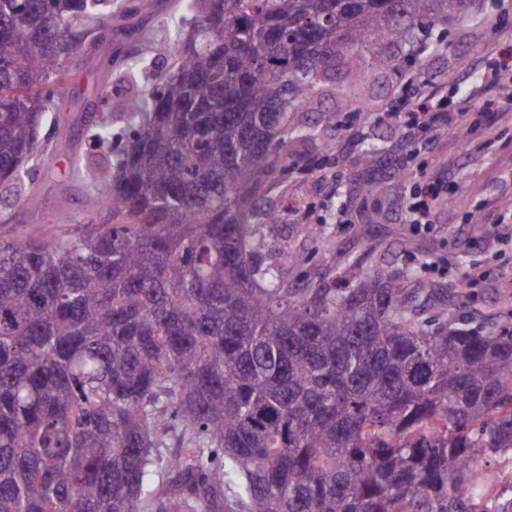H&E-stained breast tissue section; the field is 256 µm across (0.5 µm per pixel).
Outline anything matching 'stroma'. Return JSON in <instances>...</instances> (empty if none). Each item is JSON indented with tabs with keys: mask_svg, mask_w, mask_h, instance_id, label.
<instances>
[{
	"mask_svg": "<svg viewBox=\"0 0 512 512\" xmlns=\"http://www.w3.org/2000/svg\"><path fill=\"white\" fill-rule=\"evenodd\" d=\"M151 2L149 12L109 33L121 51L119 62L136 60L145 39L161 50L158 67L170 62L169 34L182 23L178 0ZM504 11L512 12V0H471L465 14L436 23L418 61L383 77L369 106L354 109L332 97L321 100L315 115L324 119L333 148L310 144L306 159L285 168L283 183L290 197L300 198L301 210L266 231L300 252V263L290 268L298 284L324 275L341 282L349 277L352 260L385 259L408 269L413 287L448 291L449 309L471 327L512 326V308L501 302L512 287V245L497 241L502 226H512V104L488 101L485 92L496 63L491 49L502 41L496 19ZM119 62L109 61L101 47L68 63L66 91L53 102L41 132L46 149L24 178L42 199L47 220L29 223L23 206L14 205L4 217L16 235L43 236L89 209L81 173L90 158V128L102 112L103 89L111 91L113 114L121 112L127 91ZM412 76L454 104H487L499 115L495 133L471 144L458 133L406 146L399 128L383 114L402 99L415 98V87L407 83ZM372 143L380 151L367 164L362 153ZM437 159L453 163L448 180L454 196L438 206L430 227L408 224L404 211L416 173ZM367 182L375 183L373 194L363 192ZM309 224L316 234L306 233ZM476 266L482 276L475 280L470 272Z\"/></svg>",
	"mask_w": 512,
	"mask_h": 512,
	"instance_id": "35a3bbf8",
	"label": "stroma"
}]
</instances>
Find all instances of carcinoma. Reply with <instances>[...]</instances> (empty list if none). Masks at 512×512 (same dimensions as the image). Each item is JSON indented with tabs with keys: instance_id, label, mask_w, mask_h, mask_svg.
Masks as SVG:
<instances>
[{
	"instance_id": "carcinoma-1",
	"label": "carcinoma",
	"mask_w": 512,
	"mask_h": 512,
	"mask_svg": "<svg viewBox=\"0 0 512 512\" xmlns=\"http://www.w3.org/2000/svg\"><path fill=\"white\" fill-rule=\"evenodd\" d=\"M172 67L91 135L94 214L0 233V512H512V328L374 262L294 283L260 201L315 98L470 0H180ZM112 0H0V206ZM175 431L180 451L170 454ZM477 466L484 474L483 493L486 497L512 496V460L507 457L480 458Z\"/></svg>"
}]
</instances>
